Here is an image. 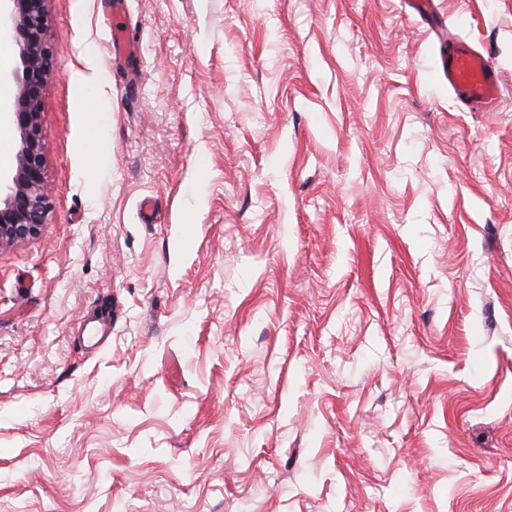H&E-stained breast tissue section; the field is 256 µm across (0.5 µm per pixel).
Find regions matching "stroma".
<instances>
[{
  "label": "stroma",
  "mask_w": 512,
  "mask_h": 512,
  "mask_svg": "<svg viewBox=\"0 0 512 512\" xmlns=\"http://www.w3.org/2000/svg\"><path fill=\"white\" fill-rule=\"evenodd\" d=\"M112 2L46 4L0 512H512V0H434L492 112L404 0ZM445 46L447 56L442 59L441 75L448 81V88L467 106L491 109L501 89L489 54L453 38H448Z\"/></svg>",
  "instance_id": "stroma-1"
}]
</instances>
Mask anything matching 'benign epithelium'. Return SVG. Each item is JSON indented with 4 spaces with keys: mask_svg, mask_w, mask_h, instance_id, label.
Wrapping results in <instances>:
<instances>
[{
    "mask_svg": "<svg viewBox=\"0 0 512 512\" xmlns=\"http://www.w3.org/2000/svg\"><path fill=\"white\" fill-rule=\"evenodd\" d=\"M46 0H0L6 16L18 65L8 79L15 92L8 106L14 156L0 170V245L37 236L49 208L40 116L43 93L53 65L46 39Z\"/></svg>",
    "mask_w": 512,
    "mask_h": 512,
    "instance_id": "benign-epithelium-1",
    "label": "benign epithelium"
}]
</instances>
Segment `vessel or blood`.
<instances>
[{
    "label": "vessel or blood",
    "mask_w": 512,
    "mask_h": 512,
    "mask_svg": "<svg viewBox=\"0 0 512 512\" xmlns=\"http://www.w3.org/2000/svg\"><path fill=\"white\" fill-rule=\"evenodd\" d=\"M446 46L447 54L442 60L441 75L447 80L449 89L465 105L491 109L501 89L499 75L488 53L453 38L447 40Z\"/></svg>",
    "instance_id": "1"
}]
</instances>
